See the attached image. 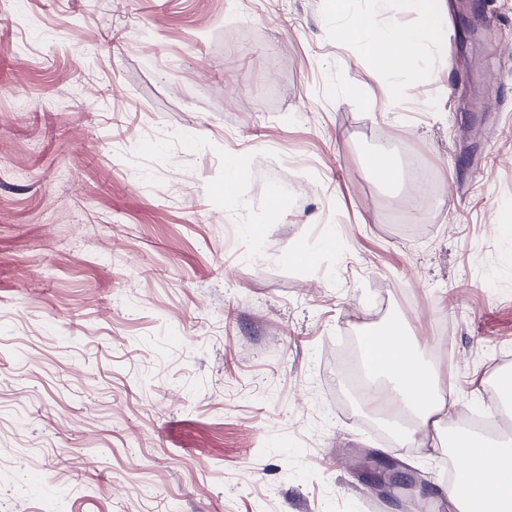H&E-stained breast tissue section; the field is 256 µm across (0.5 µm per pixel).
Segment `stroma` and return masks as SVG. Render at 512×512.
Returning <instances> with one entry per match:
<instances>
[{
  "label": "stroma",
  "instance_id": "35a3bbf8",
  "mask_svg": "<svg viewBox=\"0 0 512 512\" xmlns=\"http://www.w3.org/2000/svg\"><path fill=\"white\" fill-rule=\"evenodd\" d=\"M448 6L400 75L327 0H0V512L444 501L341 351L400 321L458 414L512 373V0Z\"/></svg>",
  "mask_w": 512,
  "mask_h": 512
}]
</instances>
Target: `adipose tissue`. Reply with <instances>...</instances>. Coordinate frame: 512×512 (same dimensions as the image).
Returning a JSON list of instances; mask_svg holds the SVG:
<instances>
[{
  "label": "adipose tissue",
  "instance_id": "1",
  "mask_svg": "<svg viewBox=\"0 0 512 512\" xmlns=\"http://www.w3.org/2000/svg\"><path fill=\"white\" fill-rule=\"evenodd\" d=\"M423 22L417 26L387 23L386 0H368V7L345 17L341 0H332L336 15L344 16L339 43L357 41L360 56L374 66L397 74L416 69L423 54L438 48L448 29L447 0H419ZM366 367L374 402L405 412L402 439L430 448L443 423L451 419L452 404L439 388L435 371L426 366L407 341L367 343ZM457 447L471 449L467 474L478 494L461 503L459 512H512V438L492 444L471 435L460 436Z\"/></svg>",
  "mask_w": 512,
  "mask_h": 512
}]
</instances>
